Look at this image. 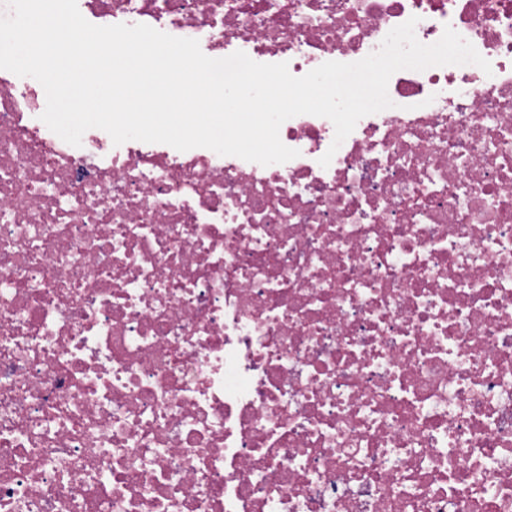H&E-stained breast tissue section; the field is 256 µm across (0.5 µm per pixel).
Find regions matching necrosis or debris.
Returning a JSON list of instances; mask_svg holds the SVG:
<instances>
[{"label": "necrosis or debris", "instance_id": "4bbe7bcc", "mask_svg": "<svg viewBox=\"0 0 512 512\" xmlns=\"http://www.w3.org/2000/svg\"><path fill=\"white\" fill-rule=\"evenodd\" d=\"M302 76L417 17L329 166L42 121L0 70V512H512V0H78Z\"/></svg>", "mask_w": 512, "mask_h": 512}]
</instances>
